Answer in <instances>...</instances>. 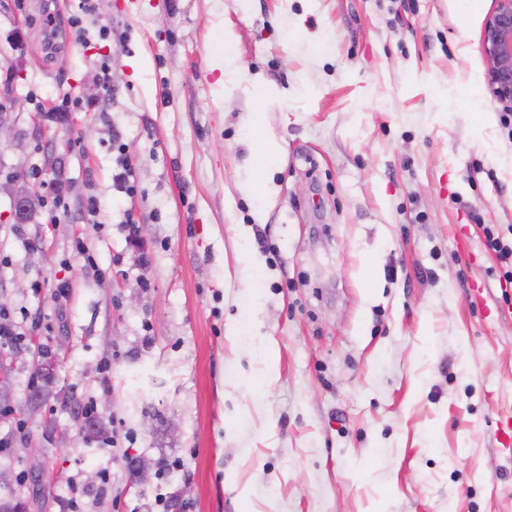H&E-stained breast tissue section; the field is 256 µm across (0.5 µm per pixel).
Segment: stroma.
Instances as JSON below:
<instances>
[{"instance_id": "stroma-1", "label": "stroma", "mask_w": 512, "mask_h": 512, "mask_svg": "<svg viewBox=\"0 0 512 512\" xmlns=\"http://www.w3.org/2000/svg\"><path fill=\"white\" fill-rule=\"evenodd\" d=\"M78 4L0 0V307L23 335L0 343L9 486L29 440L53 474L40 512H512V283L482 231L512 226L480 51L495 0ZM104 61L106 99L86 91ZM254 112L282 145L258 190ZM21 189L39 200L22 223ZM35 340L57 372L32 414ZM89 401L110 405L104 433Z\"/></svg>"}]
</instances>
